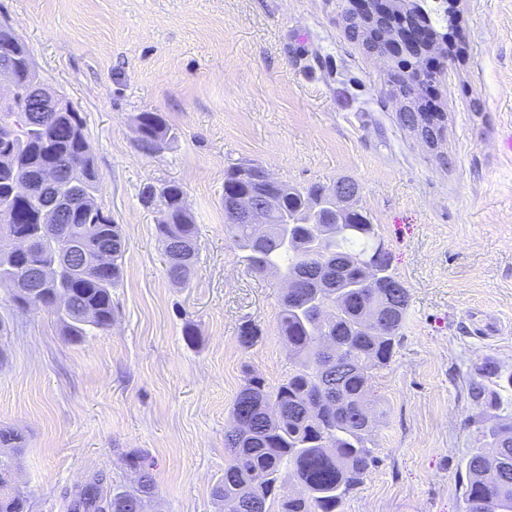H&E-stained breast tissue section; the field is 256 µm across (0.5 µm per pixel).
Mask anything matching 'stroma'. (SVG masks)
<instances>
[{
	"instance_id": "1",
	"label": "stroma",
	"mask_w": 512,
	"mask_h": 512,
	"mask_svg": "<svg viewBox=\"0 0 512 512\" xmlns=\"http://www.w3.org/2000/svg\"><path fill=\"white\" fill-rule=\"evenodd\" d=\"M453 7L459 36L433 87L448 120L433 151L401 125L392 66L349 38L342 0H0V21L79 112L98 202L127 240L104 334L67 341L54 314L17 310L0 286V428L25 438L0 457L15 456L29 512H68L98 474L132 488L130 452L154 480L146 512H219L233 400L247 373L274 387L289 368L283 288L248 272L224 235V170L240 161L286 184L355 180L408 290L400 344L372 382L387 412L378 460L342 512H464L483 414L469 382L487 360L512 372V0ZM140 112L173 130L163 152L139 150ZM168 181L199 227L184 288L141 201ZM247 323L262 331L249 347Z\"/></svg>"
}]
</instances>
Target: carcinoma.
<instances>
[{
    "label": "carcinoma",
    "instance_id": "1",
    "mask_svg": "<svg viewBox=\"0 0 512 512\" xmlns=\"http://www.w3.org/2000/svg\"><path fill=\"white\" fill-rule=\"evenodd\" d=\"M341 15L351 36L368 45L366 18L352 6ZM375 23L389 40L402 44L395 65L393 86L413 106L411 119L441 130L447 113L432 103L436 80L432 54L449 46L457 25L456 13L430 0H388ZM421 26L433 35L432 45L405 46L404 30ZM140 150L154 154L175 139L174 132L156 112L134 117ZM68 159L80 164L84 180L76 192L60 180L55 192L72 204L66 238L93 252L109 243L111 268L67 274L56 272L41 287L54 293L23 299L18 284L27 276L25 255L0 253V282L10 281L14 303L25 300L26 310H46L57 317L62 335L71 342L104 333L116 320L112 290L122 282L126 239L121 225L112 222L98 203L100 179L83 122L74 108L50 113L43 130L30 126L18 107L0 108V197L10 199L0 226L9 224L37 237L42 258L54 257L56 238L40 235V194H20L17 187L38 180L41 172ZM256 165L237 162L224 172V232L242 261L258 274L278 269L281 279L292 280L313 268L318 278L296 282L282 294L278 332L288 345L291 369L271 388L257 374H247L231 408L232 425L225 433L228 451L224 477L213 496L227 502L249 503L244 512H341L346 499L362 483L377 461L372 433L381 423L383 408L370 399L375 372L383 369L401 339L408 294L392 272L388 253L375 225L361 210L326 204L331 190L322 185L271 186L277 211L268 224H234L231 210L239 197L264 185L246 178ZM144 206L161 214L156 234L167 257L171 281L188 286L199 254L198 228L185 202L181 184L168 182L153 194H142ZM66 296L64 309L52 307L55 297ZM345 368L340 383L330 382L336 366ZM470 390L475 401L499 409L498 394L489 384L512 387L497 364L485 361L476 369ZM483 446L467 462L465 512H512V414H497L492 423L479 424ZM24 437L0 429V447L17 450ZM129 468L139 473L133 489L103 490L104 478L94 476L75 493L68 512H143L154 490V480L142 458L132 454ZM297 485L280 494L285 483ZM27 499L18 491L0 492V512H26Z\"/></svg>",
    "mask_w": 512,
    "mask_h": 512
}]
</instances>
